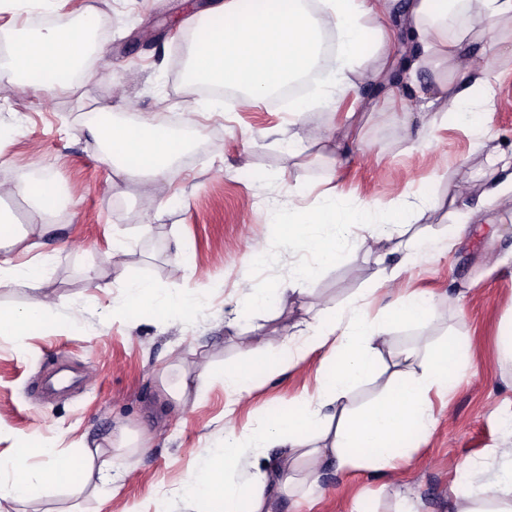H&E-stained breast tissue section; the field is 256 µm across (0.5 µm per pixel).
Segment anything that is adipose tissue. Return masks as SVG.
Returning a JSON list of instances; mask_svg holds the SVG:
<instances>
[{"label":"adipose tissue","mask_w":512,"mask_h":512,"mask_svg":"<svg viewBox=\"0 0 512 512\" xmlns=\"http://www.w3.org/2000/svg\"><path fill=\"white\" fill-rule=\"evenodd\" d=\"M324 15L311 12L304 0H216L199 18L189 55L191 84H213L239 89V105L250 108L262 97L295 81L317 65L324 26L336 32L339 50L333 87L349 78L370 84L385 78L397 35L389 27L400 13L411 49L405 64L412 73L424 64L443 67L454 86L437 83L417 90L419 109L435 112L442 99H450L451 115L465 120L468 106L494 92L489 63L502 51L488 37L491 27L512 22V0H325ZM463 9L472 12L473 24L448 32V16ZM97 24L95 12H86L79 28L49 27L15 39L11 64L22 84L56 90L72 84L88 54L87 32ZM111 107L101 108L91 124L114 170L139 178L150 189L156 177H168L173 164L187 149L186 142L150 119L129 128L109 120ZM320 219L300 217L286 224L289 236L302 241L321 264H334L343 241L337 225L361 228L360 238L376 265L381 280L397 287L402 266L385 268L386 255L379 245L385 234L398 236L397 250L410 252L415 237L399 225L387 232L372 231L363 211L345 208L327 194ZM122 308L127 312L152 310L171 314L193 309L191 297L171 299L159 294L145 278L121 271ZM328 350L314 394L305 396L271 421L254 428L224 426L223 447L199 459L182 482L178 496L195 512H273L278 493L290 488L310 495L321 486L324 469L339 472L362 469L384 475L408 463L417 440L436 425L430 398L435 390H452L465 368L463 346L444 340L429 362L417 350H395L391 336L370 319L363 307L336 312L318 311L300 344L276 354L268 336L258 334L247 342L252 360L263 364L267 376L288 373L309 354ZM387 376L381 395L364 406H354L351 395L362 385ZM100 448H79L69 465L57 460L54 444L24 443L22 453L0 459V503L49 495L62 484L78 483L97 473L111 478V463ZM491 454L508 465L497 484L477 498L470 485L456 489L458 512H512V439L503 440Z\"/></svg>","instance_id":"ef3b65f1"}]
</instances>
